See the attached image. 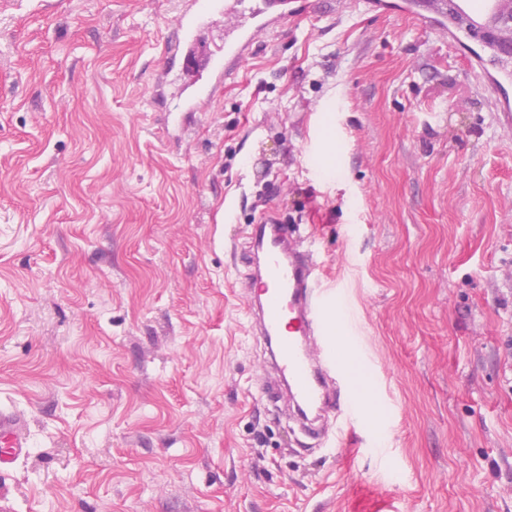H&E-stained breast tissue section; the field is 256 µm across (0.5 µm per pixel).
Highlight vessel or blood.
<instances>
[{
  "mask_svg": "<svg viewBox=\"0 0 512 512\" xmlns=\"http://www.w3.org/2000/svg\"><path fill=\"white\" fill-rule=\"evenodd\" d=\"M505 5L506 0H450L449 8L479 34L493 19L512 24ZM208 12L224 18L218 61L227 76L262 34L289 18L315 16L310 0H197L196 11L178 21L179 45L189 46L191 32ZM242 251L252 269L243 283L252 331L269 346L302 428L312 439L324 441L330 416L378 404L376 389L358 373L367 360L356 324L346 315L347 290L340 284L323 285L314 241L300 230H288L276 217L255 224ZM29 448L25 416L0 410V476L28 455Z\"/></svg>",
  "mask_w": 512,
  "mask_h": 512,
  "instance_id": "1",
  "label": "vessel or blood"
}]
</instances>
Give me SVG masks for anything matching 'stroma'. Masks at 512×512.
<instances>
[{
  "label": "stroma",
  "instance_id": "1",
  "mask_svg": "<svg viewBox=\"0 0 512 512\" xmlns=\"http://www.w3.org/2000/svg\"><path fill=\"white\" fill-rule=\"evenodd\" d=\"M230 79L194 0H0V512H512V54L312 0ZM313 229L389 407L305 450L237 248ZM30 438L25 416L13 410H0V476L29 454Z\"/></svg>",
  "mask_w": 512,
  "mask_h": 512
}]
</instances>
